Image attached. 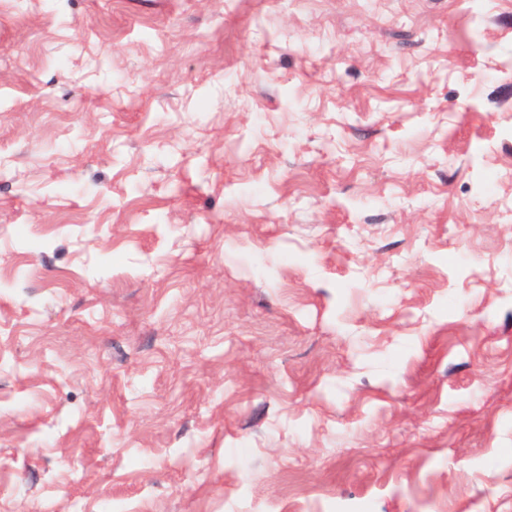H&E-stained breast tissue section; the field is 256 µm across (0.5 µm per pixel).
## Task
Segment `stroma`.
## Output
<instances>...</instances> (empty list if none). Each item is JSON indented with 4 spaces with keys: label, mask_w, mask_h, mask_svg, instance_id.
<instances>
[{
    "label": "stroma",
    "mask_w": 512,
    "mask_h": 512,
    "mask_svg": "<svg viewBox=\"0 0 512 512\" xmlns=\"http://www.w3.org/2000/svg\"><path fill=\"white\" fill-rule=\"evenodd\" d=\"M0 512H512V0H0Z\"/></svg>",
    "instance_id": "1"
}]
</instances>
